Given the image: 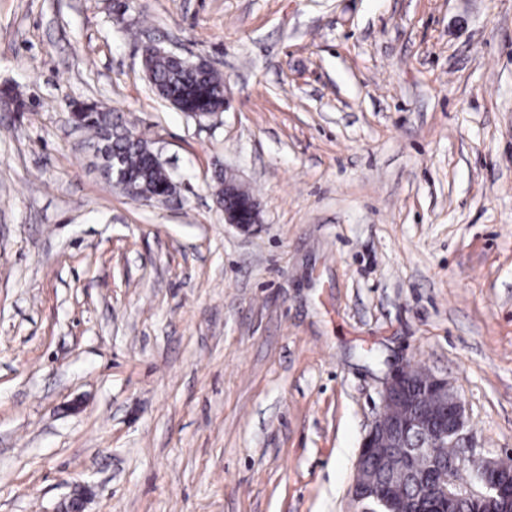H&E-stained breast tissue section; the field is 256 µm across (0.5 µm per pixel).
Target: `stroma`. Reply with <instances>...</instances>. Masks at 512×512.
I'll use <instances>...</instances> for the list:
<instances>
[{
  "instance_id": "stroma-1",
  "label": "stroma",
  "mask_w": 512,
  "mask_h": 512,
  "mask_svg": "<svg viewBox=\"0 0 512 512\" xmlns=\"http://www.w3.org/2000/svg\"><path fill=\"white\" fill-rule=\"evenodd\" d=\"M160 46L224 73L201 121ZM0 512H357L388 363L512 455V0H0ZM124 113L133 200L68 120ZM260 223L225 224L217 172ZM145 57L143 69L152 90L163 100L170 103H179L190 110L200 112H188L195 118L210 117L224 106V75L213 68L197 73L184 68L170 59L168 56L158 53H166L169 56L181 60L188 67H201L209 63L203 58L191 61L180 55L166 51L158 43L148 42L141 48ZM82 102L84 106L80 112L87 113L82 117L80 128L88 135L90 144L98 146V150L95 147L90 149L101 155L106 176L112 185L133 199L155 198L163 178L158 171L154 170L147 154L148 151H152L149 143L139 140L144 137L133 130L127 133L133 140L123 135V130L129 127L123 114L112 112V109L97 102ZM117 159L121 161L130 179L123 187L112 180V164L117 163ZM152 161L165 175L161 185L162 194L156 197V200L166 202L175 195L176 183L172 180L165 162L158 153L153 154Z\"/></svg>"
}]
</instances>
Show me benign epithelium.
<instances>
[{
  "label": "benign epithelium",
  "mask_w": 512,
  "mask_h": 512,
  "mask_svg": "<svg viewBox=\"0 0 512 512\" xmlns=\"http://www.w3.org/2000/svg\"><path fill=\"white\" fill-rule=\"evenodd\" d=\"M153 163L164 171L160 201L176 193V183L157 153ZM224 223L249 233L260 221L257 202L235 181H224ZM383 404L360 446L351 488L359 512H448V505L477 503L482 512H512V457L484 459L474 479L459 473L475 457L460 394L445 378L417 368L393 367L381 391ZM452 448L446 462L436 448ZM84 487L74 489L59 512H84Z\"/></svg>",
  "instance_id": "1"
}]
</instances>
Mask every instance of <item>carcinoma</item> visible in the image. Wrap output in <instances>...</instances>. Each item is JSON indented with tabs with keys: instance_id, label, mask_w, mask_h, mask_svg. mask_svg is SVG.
Instances as JSON below:
<instances>
[{
	"instance_id": "1",
	"label": "carcinoma",
	"mask_w": 512,
	"mask_h": 512,
	"mask_svg": "<svg viewBox=\"0 0 512 512\" xmlns=\"http://www.w3.org/2000/svg\"><path fill=\"white\" fill-rule=\"evenodd\" d=\"M143 69L152 90L163 100L201 112H214L224 106V75L216 69L197 73L158 53L145 57ZM0 108L21 112L24 102L14 88L6 86L0 90ZM82 111L81 129L90 143L98 146L107 178H112V164L119 161L129 175V182L123 187L117 183L115 187L133 199L155 198L162 176L149 158V143L123 135L128 122L119 112L96 102L84 103Z\"/></svg>"
}]
</instances>
